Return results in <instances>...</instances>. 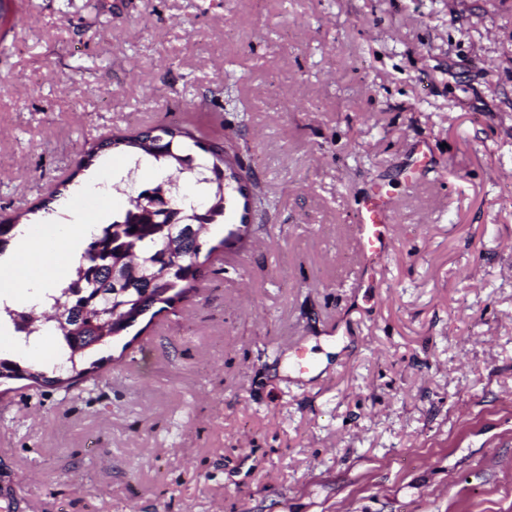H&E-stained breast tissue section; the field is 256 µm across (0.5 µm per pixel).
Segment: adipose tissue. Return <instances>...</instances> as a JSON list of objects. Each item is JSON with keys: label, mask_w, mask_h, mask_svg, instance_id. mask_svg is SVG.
<instances>
[{"label": "adipose tissue", "mask_w": 512, "mask_h": 512, "mask_svg": "<svg viewBox=\"0 0 512 512\" xmlns=\"http://www.w3.org/2000/svg\"><path fill=\"white\" fill-rule=\"evenodd\" d=\"M91 230L82 222L19 225L13 248L0 256V304L31 305L44 288L66 287Z\"/></svg>", "instance_id": "adipose-tissue-1"}]
</instances>
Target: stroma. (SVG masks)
Returning a JSON list of instances; mask_svg holds the SVG:
<instances>
[{
  "instance_id": "stroma-1",
  "label": "stroma",
  "mask_w": 512,
  "mask_h": 512,
  "mask_svg": "<svg viewBox=\"0 0 512 512\" xmlns=\"http://www.w3.org/2000/svg\"><path fill=\"white\" fill-rule=\"evenodd\" d=\"M174 122L269 204L75 388L0 380L12 512H512V0H0V219ZM391 222L392 212L388 200L374 195L363 203L353 224L354 248L363 259L360 288H366L365 298L371 296L369 288H379L374 271L384 262L392 248Z\"/></svg>"
}]
</instances>
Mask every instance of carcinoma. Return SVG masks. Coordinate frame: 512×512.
I'll return each mask as SVG.
<instances>
[{"label": "carcinoma", "instance_id": "1", "mask_svg": "<svg viewBox=\"0 0 512 512\" xmlns=\"http://www.w3.org/2000/svg\"><path fill=\"white\" fill-rule=\"evenodd\" d=\"M196 148L204 155L195 153ZM109 149L153 158L164 177L158 186L142 190L133 188L134 179L128 175L112 183V189L125 192L129 207L90 235L71 282L61 295L50 296L51 315L34 322V306L7 310L14 331L27 337L51 324L61 354L55 376L0 358V379H25L68 390L88 373L76 369L77 355L119 335L153 305L162 303L172 309L197 290L203 275L204 263L199 261L203 236L224 216L226 150L218 144L203 146L194 129L173 123L161 127L158 135L150 128L93 144L84 151L79 168L89 167ZM172 181L177 186L167 198L180 210L181 232L163 218L147 214L145 196ZM114 266L127 268L119 287L110 280Z\"/></svg>", "mask_w": 512, "mask_h": 512}]
</instances>
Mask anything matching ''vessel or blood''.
<instances>
[{
  "mask_svg": "<svg viewBox=\"0 0 512 512\" xmlns=\"http://www.w3.org/2000/svg\"><path fill=\"white\" fill-rule=\"evenodd\" d=\"M255 181L245 172L234 157L224 161V221L228 224H251L255 221L253 201ZM392 212L389 202L381 196L367 199L358 212L353 226L352 240L355 250L363 259L360 285L369 289L376 287V268L389 255Z\"/></svg>",
  "mask_w": 512,
  "mask_h": 512,
  "instance_id": "vessel-or-blood-1",
  "label": "vessel or blood"
}]
</instances>
